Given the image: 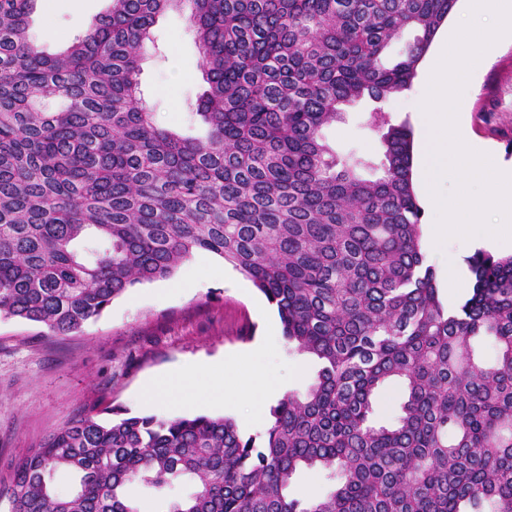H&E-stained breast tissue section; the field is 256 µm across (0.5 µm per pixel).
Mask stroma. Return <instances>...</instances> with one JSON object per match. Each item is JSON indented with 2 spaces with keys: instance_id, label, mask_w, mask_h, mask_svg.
Returning a JSON list of instances; mask_svg holds the SVG:
<instances>
[{
  "instance_id": "stroma-1",
  "label": "stroma",
  "mask_w": 512,
  "mask_h": 512,
  "mask_svg": "<svg viewBox=\"0 0 512 512\" xmlns=\"http://www.w3.org/2000/svg\"><path fill=\"white\" fill-rule=\"evenodd\" d=\"M111 6L112 0H54L51 9L31 13L30 33L42 50L54 54ZM48 23L58 32L52 42L44 37ZM152 37L141 65L144 105L161 125L204 135L203 122L191 117L206 84L188 12L160 15ZM372 108L369 101L348 108L344 121L323 128L325 142L339 154H379V136L364 126ZM465 118L477 139L503 161H512V42L503 43L477 77ZM189 268L195 275L186 285L182 277ZM270 331L273 352L245 362V371L260 370L283 393L304 392L316 376V361L284 339L276 311L251 280L204 251L194 253L170 278L113 299L78 334L49 336L40 325L0 319V486L8 484L15 459L88 411L114 407L169 418L225 415L244 435L264 433L268 418L259 417L256 404L234 389H225L223 404L190 409L174 398L147 395L146 388L185 366L245 352Z\"/></svg>"
}]
</instances>
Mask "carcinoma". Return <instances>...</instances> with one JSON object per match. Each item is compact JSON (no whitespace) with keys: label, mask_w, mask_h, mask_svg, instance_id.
Returning <instances> with one entry per match:
<instances>
[{"label":"carcinoma","mask_w":512,"mask_h":512,"mask_svg":"<svg viewBox=\"0 0 512 512\" xmlns=\"http://www.w3.org/2000/svg\"><path fill=\"white\" fill-rule=\"evenodd\" d=\"M37 2L0 0V319L78 333L206 251L251 279L319 368L256 436L224 416L80 414L13 463L10 512H142L127 485L185 480L193 491L162 512H512V255L469 256L467 297L444 306L412 130L369 113L375 158L321 134L345 107L409 89L458 0H112L53 56L28 33ZM181 7L205 61L202 139L137 98L151 28ZM393 381L400 414L377 425ZM304 469L329 491L290 496Z\"/></svg>","instance_id":"1"}]
</instances>
